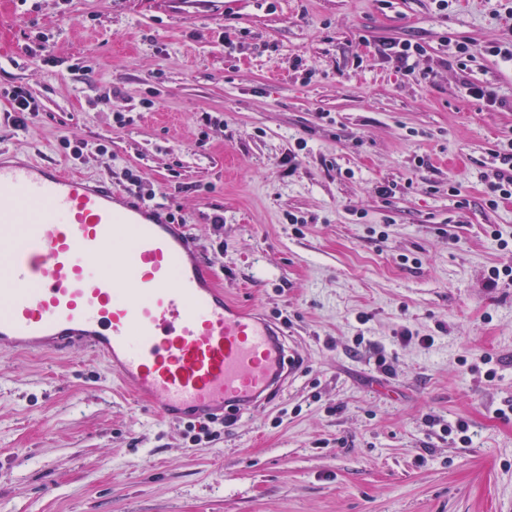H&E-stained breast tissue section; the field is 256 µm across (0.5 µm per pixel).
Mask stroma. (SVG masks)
Masks as SVG:
<instances>
[{
	"label": "stroma",
	"mask_w": 512,
	"mask_h": 512,
	"mask_svg": "<svg viewBox=\"0 0 512 512\" xmlns=\"http://www.w3.org/2000/svg\"><path fill=\"white\" fill-rule=\"evenodd\" d=\"M507 5L0 0V149L139 175L305 361L194 444L84 350L0 352V512H512V280L486 285L512 268V198L486 203L512 140V62L484 52L512 42ZM405 40L423 84L379 53Z\"/></svg>",
	"instance_id": "stroma-1"
}]
</instances>
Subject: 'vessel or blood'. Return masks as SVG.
I'll return each instance as SVG.
<instances>
[{
    "instance_id": "vessel-or-blood-1",
    "label": "vessel or blood",
    "mask_w": 512,
    "mask_h": 512,
    "mask_svg": "<svg viewBox=\"0 0 512 512\" xmlns=\"http://www.w3.org/2000/svg\"><path fill=\"white\" fill-rule=\"evenodd\" d=\"M130 235L115 249L117 232ZM103 359L172 424L234 418L301 362L226 297L169 211L56 161L0 159V349Z\"/></svg>"
}]
</instances>
